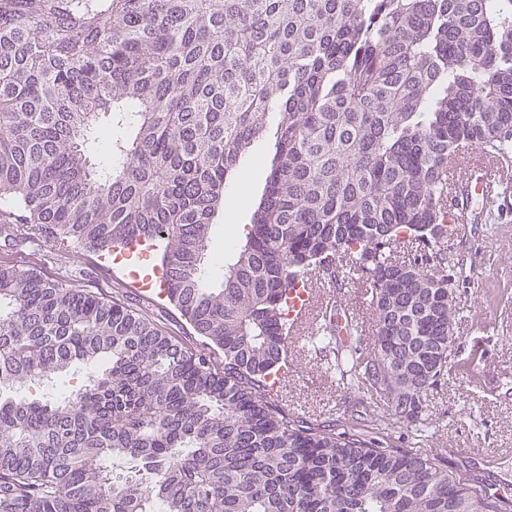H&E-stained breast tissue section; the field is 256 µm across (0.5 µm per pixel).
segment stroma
Listing matches in <instances>:
<instances>
[{
  "label": "stroma",
  "instance_id": "obj_1",
  "mask_svg": "<svg viewBox=\"0 0 512 512\" xmlns=\"http://www.w3.org/2000/svg\"><path fill=\"white\" fill-rule=\"evenodd\" d=\"M451 254L465 274L455 292L454 357L445 379L428 392L436 427L423 447L450 475L492 488L501 512H512V205L499 223L472 225ZM0 265L34 269L45 279L148 309L172 335L191 346L200 342L164 296L141 291L124 267L74 243L38 236L19 246L0 241ZM288 357L294 372L283 403L290 412L315 423L341 416L367 429L369 410L360 395L334 382L306 342L291 345Z\"/></svg>",
  "mask_w": 512,
  "mask_h": 512
}]
</instances>
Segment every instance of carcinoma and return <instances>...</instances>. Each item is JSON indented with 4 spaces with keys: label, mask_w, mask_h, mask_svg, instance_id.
<instances>
[{
    "label": "carcinoma",
    "mask_w": 512,
    "mask_h": 512,
    "mask_svg": "<svg viewBox=\"0 0 512 512\" xmlns=\"http://www.w3.org/2000/svg\"><path fill=\"white\" fill-rule=\"evenodd\" d=\"M272 140L221 287L210 234ZM512 166V0H0V237L32 224L104 255L161 253L202 338L34 270L0 267V512H498L437 466L425 396L448 373L454 170ZM106 162L97 161L99 151ZM365 284L371 351L333 308L308 339L380 397L389 448L288 412V291ZM84 387L29 398L75 365Z\"/></svg>",
    "instance_id": "1"
}]
</instances>
